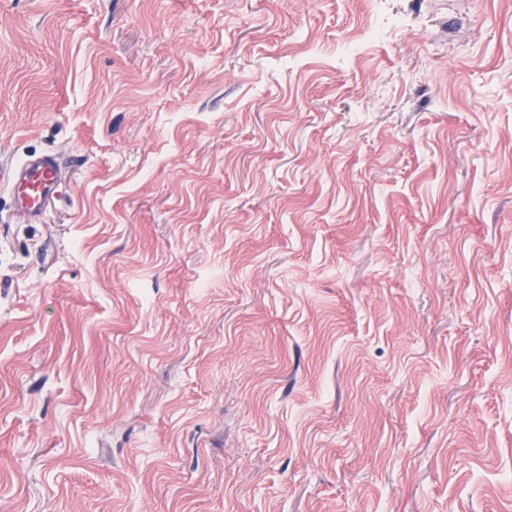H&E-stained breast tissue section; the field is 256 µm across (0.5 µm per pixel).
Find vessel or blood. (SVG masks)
<instances>
[{
    "label": "vessel or blood",
    "instance_id": "b4317fda",
    "mask_svg": "<svg viewBox=\"0 0 512 512\" xmlns=\"http://www.w3.org/2000/svg\"><path fill=\"white\" fill-rule=\"evenodd\" d=\"M63 176L59 158L52 153L26 155L0 169V182L13 191L18 211L29 221H42L45 206L59 194Z\"/></svg>",
    "mask_w": 512,
    "mask_h": 512
}]
</instances>
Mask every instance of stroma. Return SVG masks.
<instances>
[{
  "instance_id": "stroma-1",
  "label": "stroma",
  "mask_w": 512,
  "mask_h": 512,
  "mask_svg": "<svg viewBox=\"0 0 512 512\" xmlns=\"http://www.w3.org/2000/svg\"><path fill=\"white\" fill-rule=\"evenodd\" d=\"M0 512H512V0H0ZM63 176L59 158L52 153L26 155L0 169V182L12 188L17 210L31 222H40L45 206L60 193Z\"/></svg>"
}]
</instances>
